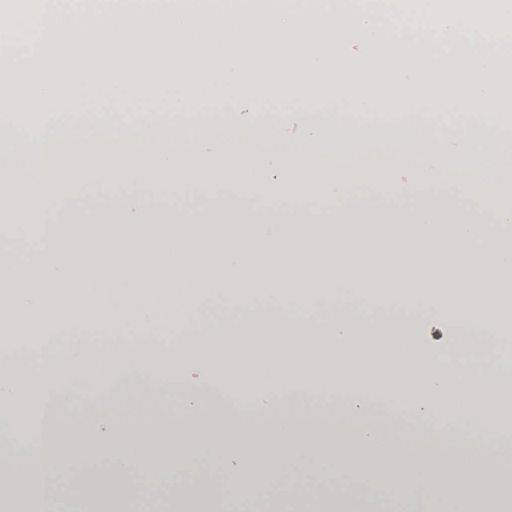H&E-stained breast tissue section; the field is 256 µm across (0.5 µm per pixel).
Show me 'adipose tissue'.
I'll return each instance as SVG.
<instances>
[{"label":"adipose tissue","instance_id":"ef3b65f1","mask_svg":"<svg viewBox=\"0 0 512 512\" xmlns=\"http://www.w3.org/2000/svg\"><path fill=\"white\" fill-rule=\"evenodd\" d=\"M64 73L0 71V205L38 225L0 237V479L8 512H362L397 482L399 512H425L416 467L448 512H502L512 495V67L357 68L320 63L96 72L74 111ZM264 85L252 119L234 93ZM466 87L438 104L435 91ZM144 101L145 111L127 106ZM305 113L286 145L281 118ZM413 146V177L355 196L353 176L390 181L377 145ZM267 151L275 172L245 164ZM328 173L309 180L312 160ZM238 182L245 194L219 192ZM97 182L99 193L88 192ZM333 206L294 205L309 190ZM446 315L452 364L411 337ZM399 359L364 357V333ZM329 337L335 368L323 365ZM275 365L249 385L242 366ZM104 393L102 461L64 450L74 374ZM327 396L311 407L308 393ZM177 395L180 412L160 406ZM390 401L393 412L378 410ZM218 449L222 469L199 451ZM327 468L282 488L285 463ZM237 477L224 485L225 472ZM481 477L484 492L468 489Z\"/></svg>","mask_w":512,"mask_h":512}]
</instances>
